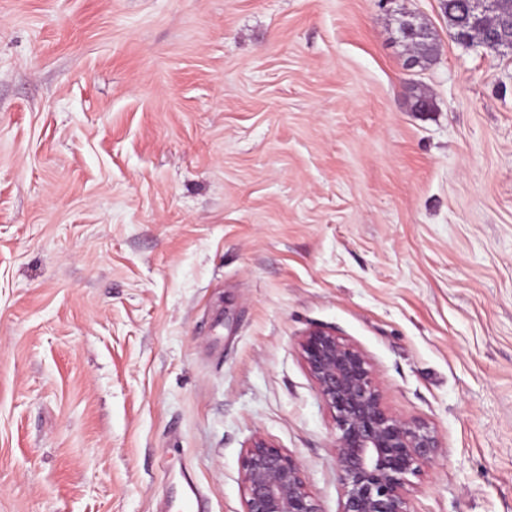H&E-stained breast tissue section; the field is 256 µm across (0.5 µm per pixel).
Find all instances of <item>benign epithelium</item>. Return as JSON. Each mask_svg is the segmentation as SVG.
I'll return each instance as SVG.
<instances>
[{
  "label": "benign epithelium",
  "mask_w": 512,
  "mask_h": 512,
  "mask_svg": "<svg viewBox=\"0 0 512 512\" xmlns=\"http://www.w3.org/2000/svg\"><path fill=\"white\" fill-rule=\"evenodd\" d=\"M299 349L336 425L338 512H410L407 476L441 454L437 432L395 414L370 358L333 331L309 329ZM240 481L243 512H322L297 458L260 435L244 450Z\"/></svg>",
  "instance_id": "7a95c632"
}]
</instances>
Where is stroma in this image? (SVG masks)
I'll use <instances>...</instances> for the list:
<instances>
[{"mask_svg":"<svg viewBox=\"0 0 512 512\" xmlns=\"http://www.w3.org/2000/svg\"><path fill=\"white\" fill-rule=\"evenodd\" d=\"M450 32L442 0H0V512H156L186 465L243 512L258 435L338 512L316 326L437 430L411 512H512V52Z\"/></svg>","mask_w":512,"mask_h":512,"instance_id":"stroma-1","label":"stroma"}]
</instances>
